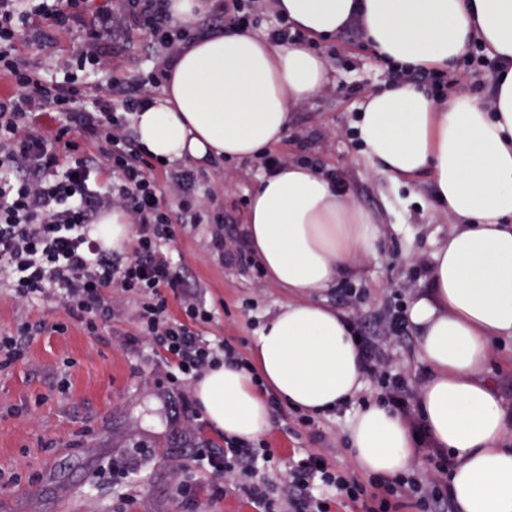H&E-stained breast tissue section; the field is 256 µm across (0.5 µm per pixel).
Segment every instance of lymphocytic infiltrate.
I'll return each instance as SVG.
<instances>
[{
    "mask_svg": "<svg viewBox=\"0 0 512 512\" xmlns=\"http://www.w3.org/2000/svg\"><path fill=\"white\" fill-rule=\"evenodd\" d=\"M166 0H0V77L12 91L0 96V280L14 298H41L58 302L67 317L80 321L90 334L112 315L109 290L113 287L140 299L134 343L160 347L166 354L167 377L176 381L198 376L220 362L245 367L231 342L218 345L204 340L198 324L210 314L193 298H184L183 320L171 319L166 289L179 279L163 247L175 237L174 219L165 193H179L172 182L162 188L149 153L130 143L126 127L130 115L148 104L163 80L162 71L116 94V79L108 77L109 62L100 54L97 36H90L74 64L45 77L12 52L19 33H27L41 50H48L54 32L69 28L86 13L126 29L147 30L158 53L171 59L179 50L165 6ZM81 72L100 75V82L78 80ZM59 117L53 138L32 124L34 114ZM79 132L80 141L69 138ZM63 143L68 157L60 159L54 145ZM109 172L112 181L100 187L98 175ZM118 208L133 226L130 259L102 250L87 235L94 216ZM367 371L381 378L385 404L406 417L409 396L401 376L390 374L378 343L359 339ZM275 459L274 450L227 439L220 448H197V467L220 475L225 485L251 478L252 500L272 512L259 469ZM289 483L299 491L292 512H330L326 500L310 494L313 485L335 489L360 512H397L410 503L416 512H438L447 487L427 484L412 475L364 483L337 471L320 450L306 453L289 465Z\"/></svg>",
    "mask_w": 512,
    "mask_h": 512,
    "instance_id": "f902f5d3",
    "label": "lymphocytic infiltrate"
}]
</instances>
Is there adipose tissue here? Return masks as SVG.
Instances as JSON below:
<instances>
[{
  "mask_svg": "<svg viewBox=\"0 0 512 512\" xmlns=\"http://www.w3.org/2000/svg\"><path fill=\"white\" fill-rule=\"evenodd\" d=\"M273 8L315 40L358 27L378 58L413 68L454 69L476 43L500 64L490 102L466 94L440 102L414 83L393 82L365 97L354 128L376 174L397 184L428 175L438 208L454 220L432 254L427 288L405 312L427 369L417 412L430 448L453 461L455 512H512V408L483 375L491 339L512 336V0H275ZM330 80L321 54L265 32L192 37L132 126L147 152L167 162L253 160L281 144L292 110ZM245 232L288 298L258 331L254 372L222 364L193 390L212 427L248 441L272 427L268 393L320 415L363 391L356 335L326 295L356 276V257L379 258L380 232L331 174L297 161L258 180ZM94 237L128 250L125 213H102ZM345 432L360 473L391 478L418 463L417 438L390 407H360Z\"/></svg>",
  "mask_w": 512,
  "mask_h": 512,
  "instance_id": "obj_1",
  "label": "adipose tissue"
}]
</instances>
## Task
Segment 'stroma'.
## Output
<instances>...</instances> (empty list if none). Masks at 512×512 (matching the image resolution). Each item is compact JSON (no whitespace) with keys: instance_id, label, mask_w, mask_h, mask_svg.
Here are the masks:
<instances>
[{"instance_id":"35a3bbf8","label":"stroma","mask_w":512,"mask_h":512,"mask_svg":"<svg viewBox=\"0 0 512 512\" xmlns=\"http://www.w3.org/2000/svg\"><path fill=\"white\" fill-rule=\"evenodd\" d=\"M100 26L98 17L81 19L56 33L48 54L23 36L15 42L14 53L50 73L56 64L74 58L87 32ZM100 48L113 68L134 82L158 63L153 44L141 32L105 34ZM316 49L328 61L334 80L297 108L274 153L327 168L348 185L358 203L382 217L380 259L360 260L357 276L327 296L329 304L355 322L358 335L371 336L380 318L395 305H408L424 287L421 269L431 262L436 246L447 241L452 220L436 206L427 178L397 188L360 159L353 129L358 105L390 80L361 31L348 28L318 42ZM174 168L195 174L194 195L205 206L198 223L182 224L164 249L180 275L178 290L166 293L168 311L183 319L180 293L195 290L211 313L199 333L213 343L229 340L243 357H250L260 324L285 293L257 262L215 253L212 237L223 230L225 241L246 249L248 199L265 168L254 160L187 159L172 168L158 166L159 183H166ZM111 297L112 317L101 335L93 336L79 321L67 318L57 302H19L0 283V332L22 323L43 326L28 341L26 360L0 369V512H187L176 498L186 483L205 512H259L246 491L233 487L216 494L222 477L191 466L194 443L220 448L224 436L204 419L187 420L180 394L193 386L170 384L160 348L128 344L136 331V297L117 289ZM59 322L66 323V331H54ZM388 355L392 371L403 377L410 394H417L426 367L413 334L398 337ZM348 415L343 409L304 426L290 407L273 412V428L263 440L274 449L278 463L260 471L259 478L281 512L296 495L284 475L285 463L328 448L337 470L354 474L345 433ZM136 443L146 445L148 452L137 458L126 479L98 478L102 465L129 456Z\"/></svg>"}]
</instances>
